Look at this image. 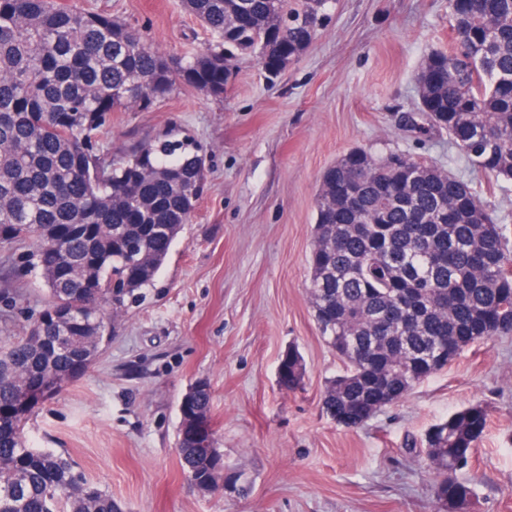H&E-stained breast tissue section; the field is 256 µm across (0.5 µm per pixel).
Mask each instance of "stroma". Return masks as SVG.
<instances>
[{
  "instance_id": "stroma-1",
  "label": "stroma",
  "mask_w": 512,
  "mask_h": 512,
  "mask_svg": "<svg viewBox=\"0 0 512 512\" xmlns=\"http://www.w3.org/2000/svg\"><path fill=\"white\" fill-rule=\"evenodd\" d=\"M107 11L169 58L212 43L181 0H75ZM453 39L448 0H335L308 48L278 76L237 61L224 97L191 85L149 109L112 115L107 151L191 139L203 192L153 284L125 296L92 365L40 402L25 427L37 448L65 451L108 490L117 512H446L425 448L433 425L473 404L489 421L467 466L466 512H512V336L466 348L364 424L322 409L344 366L323 340L307 290L321 176L347 151L408 153L453 171L512 225V183L472 169L447 134L405 125L416 76ZM31 241L0 240V341L28 332L47 291L25 258ZM306 372L282 388L288 348ZM210 386L226 473L245 494L199 492L177 451L179 404Z\"/></svg>"
}]
</instances>
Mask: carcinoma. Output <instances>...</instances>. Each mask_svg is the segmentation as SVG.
I'll return each instance as SVG.
<instances>
[{
  "label": "carcinoma",
  "mask_w": 512,
  "mask_h": 512,
  "mask_svg": "<svg viewBox=\"0 0 512 512\" xmlns=\"http://www.w3.org/2000/svg\"><path fill=\"white\" fill-rule=\"evenodd\" d=\"M333 0H182L216 42L171 62L110 14L60 0H0V238L31 240L48 291L34 329L0 342V512H115L112 494L75 471L69 456L35 448L25 433L43 388L85 372L121 301L112 281L150 285L205 179L186 141L103 157L114 112L147 109L176 84L224 96V50L257 64L305 49ZM456 46L417 74L429 129L448 133L474 168L512 182V0H448ZM309 295L320 333L345 370L322 396L326 413L355 427L442 370L465 348L512 333V240L492 205L467 182L407 154L362 149L328 168L317 198ZM288 389L304 360L284 358ZM205 381L185 393L178 454L191 482L222 471L195 447L210 419ZM463 408L426 434L436 497L464 504L456 477L488 423Z\"/></svg>",
  "instance_id": "obj_1"
}]
</instances>
